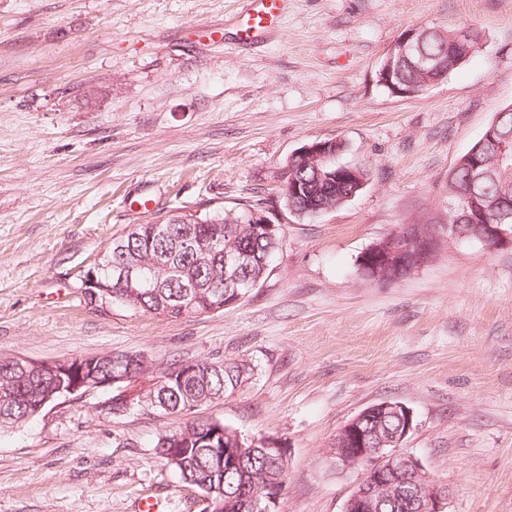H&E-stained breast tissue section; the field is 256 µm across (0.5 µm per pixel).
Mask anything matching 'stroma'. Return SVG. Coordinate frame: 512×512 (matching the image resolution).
<instances>
[{"label": "stroma", "mask_w": 512, "mask_h": 512, "mask_svg": "<svg viewBox=\"0 0 512 512\" xmlns=\"http://www.w3.org/2000/svg\"><path fill=\"white\" fill-rule=\"evenodd\" d=\"M241 8L0 0V358L248 360L251 379L196 415L288 448L278 512H343L359 473L325 451L363 409L398 401L416 417L404 450L451 488L447 512H512V247L455 243L399 283L357 262L440 208L449 170L512 104V0H288L249 47ZM463 25L482 39L461 71L415 97L377 84L410 29ZM328 139L369 180L293 216L282 170ZM255 203L282 241L237 306L172 320L80 303V272L131 225ZM110 395L0 429V512H137L145 494L203 512L154 448L179 418L101 412Z\"/></svg>", "instance_id": "stroma-1"}]
</instances>
